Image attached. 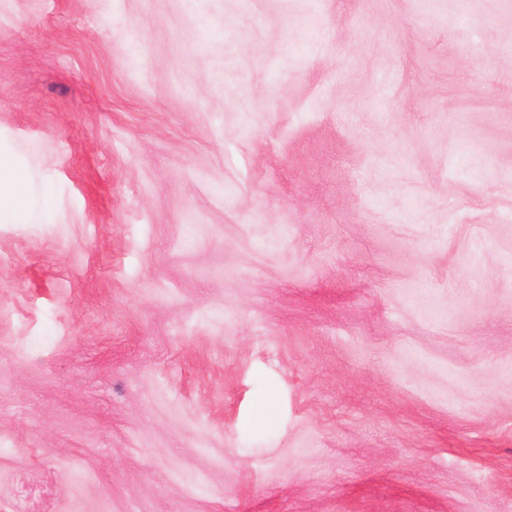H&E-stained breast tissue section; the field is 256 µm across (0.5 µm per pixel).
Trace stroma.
I'll return each mask as SVG.
<instances>
[{"mask_svg":"<svg viewBox=\"0 0 512 512\" xmlns=\"http://www.w3.org/2000/svg\"><path fill=\"white\" fill-rule=\"evenodd\" d=\"M0 512H512V0H0ZM3 186L10 189L9 203L15 214H24L28 208V193L25 187L16 181L13 161L7 155H0V205Z\"/></svg>","mask_w":512,"mask_h":512,"instance_id":"stroma-1","label":"stroma"}]
</instances>
